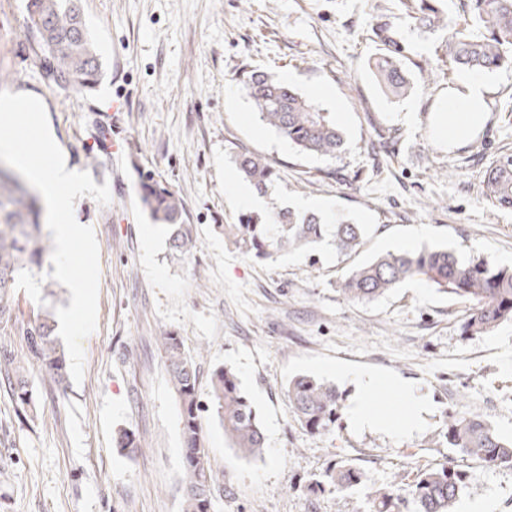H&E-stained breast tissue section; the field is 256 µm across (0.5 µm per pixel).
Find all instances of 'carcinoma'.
I'll list each match as a JSON object with an SVG mask.
<instances>
[{
  "label": "carcinoma",
  "instance_id": "1",
  "mask_svg": "<svg viewBox=\"0 0 512 512\" xmlns=\"http://www.w3.org/2000/svg\"><path fill=\"white\" fill-rule=\"evenodd\" d=\"M477 33L456 28L443 0H409L408 17L440 34L438 61L450 70L490 73L512 68V0H467ZM28 22L37 37L39 64L49 83L65 91L82 92L99 80L100 59L83 21L78 0H28ZM379 84L394 97L410 92L402 63L381 55L371 64ZM243 85L259 119L275 129L301 153L334 157L344 137L330 113L322 111L286 81L264 71L243 76ZM241 173L260 192L273 175L266 158L253 153L238 157ZM487 200L512 210V154H504L488 167L483 184ZM140 202L154 223L171 230L169 249L188 256L194 247L193 226L185 223L183 202L173 191L149 175L143 180ZM39 196L7 173H0V335L22 336L29 353L57 383L64 380L66 360L54 336V323L45 315L35 321L11 313L10 291L23 260L41 257L49 250L40 233ZM363 228L343 217L326 224L315 213L274 210L264 217L244 215L237 224L224 225V238L238 251L258 261L280 253L312 249L326 235L336 251L348 254L360 245ZM420 278L448 291L468 304L462 321L466 336H483L505 321H512V267L493 266L474 257L466 262L446 248L418 253L394 251L357 267L339 291L351 302L372 301L406 280ZM169 383L179 405L185 493L181 512H211L214 477L207 448L201 440V413L218 417L231 446L244 457H260L265 436L257 412L241 388L237 374L224 366L213 370L208 403L200 400L199 370L195 358L185 354L180 337L163 332L158 338ZM0 382L13 392L22 411L31 404L27 367L8 351H0ZM288 401L296 419L312 434L330 429L342 410L336 386L310 376H297L288 384ZM448 445L460 453L492 465H512V438L499 435L482 415L448 414ZM364 483V473L343 461L331 464L319 490L336 493ZM465 487V474L452 462L417 470L413 479L394 481L368 494L371 512H453Z\"/></svg>",
  "mask_w": 512,
  "mask_h": 512
}]
</instances>
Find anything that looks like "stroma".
Here are the masks:
<instances>
[{
    "instance_id": "obj_1",
    "label": "stroma",
    "mask_w": 512,
    "mask_h": 512,
    "mask_svg": "<svg viewBox=\"0 0 512 512\" xmlns=\"http://www.w3.org/2000/svg\"><path fill=\"white\" fill-rule=\"evenodd\" d=\"M26 4L0 0V90L40 98L71 165L108 185L111 201L86 196L74 207L95 233L100 269L81 382H53L23 337L0 335V347L26 363L32 391L23 416L0 387V512H181L184 442L157 341L165 331L195 358L200 395L215 368L231 367L263 425L265 454L246 458L203 413L212 512H369L368 489L449 460L468 476L455 512L474 502L512 512V467L486 466L443 439L449 413L464 411L512 437V321L463 336L464 304L417 278L371 302L339 291L356 267L411 244L512 266V211L483 194L486 168L512 153V69L481 74L485 122L452 147L437 136L436 116L461 76L435 73V37L404 21L399 0H81L103 67L83 96L45 79ZM376 23L389 25L410 73L406 96L384 94L370 71L382 47ZM250 69L307 98L324 88L317 104L335 116L346 153L301 154L263 124L239 80ZM116 100L123 112H113ZM103 130L120 141L118 153L97 143ZM245 150L276 170L262 210L320 202L325 222L343 216L364 226L357 250L344 255L325 240L258 262L229 245L221 227L244 211L231 185L242 180L235 157ZM149 175L183 202L194 226L189 258L172 255L141 207ZM25 265L43 279L41 299L16 288L10 302L32 319L62 286L50 277V256ZM340 367L380 376L368 406L381 417L401 405L397 381L412 384L429 402L422 423L400 435L353 428L343 415L333 430L308 433L292 414L288 383L313 376L349 401L354 389L338 379ZM122 431L141 450L119 452ZM338 460L360 467L365 487L311 492Z\"/></svg>"
}]
</instances>
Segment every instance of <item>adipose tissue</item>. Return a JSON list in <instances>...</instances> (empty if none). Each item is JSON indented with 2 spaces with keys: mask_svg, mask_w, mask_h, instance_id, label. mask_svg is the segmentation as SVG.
<instances>
[{
  "mask_svg": "<svg viewBox=\"0 0 512 512\" xmlns=\"http://www.w3.org/2000/svg\"><path fill=\"white\" fill-rule=\"evenodd\" d=\"M484 96L483 85L475 78L460 82L449 96L448 110L441 113L438 121L441 125V134L450 145H461L479 129L483 121L481 107ZM336 374L338 377L351 379L355 385L350 417L356 426L376 425L390 431L401 432L417 428L418 413L423 408L425 400L410 384L402 382L398 385L405 404L404 412L383 419L372 415L366 406L365 393L376 384L372 374L342 368L337 369Z\"/></svg>",
  "mask_w": 512,
  "mask_h": 512,
  "instance_id": "ef3b65f1",
  "label": "adipose tissue"
}]
</instances>
